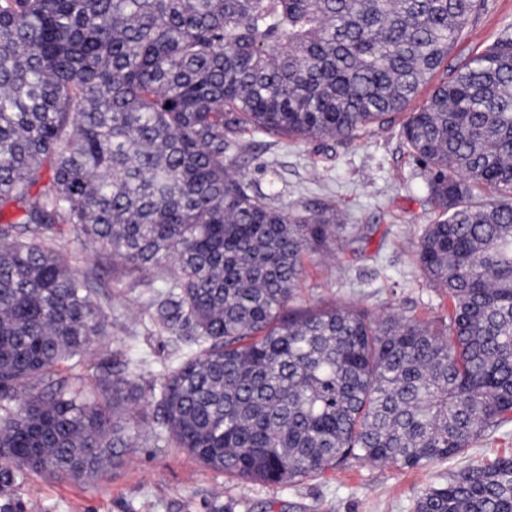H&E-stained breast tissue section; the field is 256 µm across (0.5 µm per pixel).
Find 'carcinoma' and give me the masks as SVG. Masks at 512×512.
<instances>
[{"label":"carcinoma","mask_w":512,"mask_h":512,"mask_svg":"<svg viewBox=\"0 0 512 512\" xmlns=\"http://www.w3.org/2000/svg\"><path fill=\"white\" fill-rule=\"evenodd\" d=\"M485 4L0 0V512H24L28 473L98 479L148 393L156 440L266 484L351 457L421 468L512 423V34L401 123L439 210L415 253L448 296L443 331L291 307L304 258L365 229L265 201L239 140L392 125ZM75 248L152 289L155 324L189 345L159 379L88 359L114 323ZM413 509L512 512V456Z\"/></svg>","instance_id":"obj_1"}]
</instances>
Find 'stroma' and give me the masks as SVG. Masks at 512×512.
Masks as SVG:
<instances>
[{
  "instance_id": "stroma-1",
  "label": "stroma",
  "mask_w": 512,
  "mask_h": 512,
  "mask_svg": "<svg viewBox=\"0 0 512 512\" xmlns=\"http://www.w3.org/2000/svg\"><path fill=\"white\" fill-rule=\"evenodd\" d=\"M506 31L512 32V0H488L486 10L471 15L433 83ZM245 140L251 150L244 172L271 204L314 208L328 202L346 223L367 230L358 246L342 244L328 256L306 258L298 305H353L374 316L398 312L430 321L447 315V297L418 268L415 244L437 212L398 126L348 144L261 132ZM99 301L125 326L102 339L94 360L133 362L145 380L158 378L172 348L140 289L112 279ZM136 419L142 438L119 449L95 484L34 474L19 480L27 512H413L416 496L445 483L449 473L512 455L511 423L464 454L423 468L396 470L352 458L314 478L265 485L207 469L183 449L149 438L156 425L151 405H141Z\"/></svg>"
}]
</instances>
